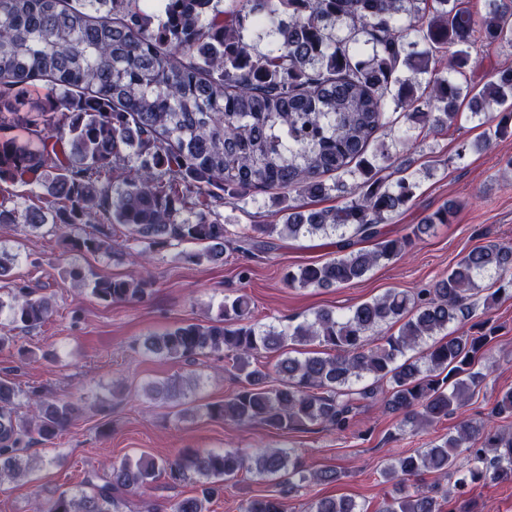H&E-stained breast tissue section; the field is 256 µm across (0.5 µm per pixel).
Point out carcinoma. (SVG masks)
<instances>
[{
    "mask_svg": "<svg viewBox=\"0 0 512 512\" xmlns=\"http://www.w3.org/2000/svg\"><path fill=\"white\" fill-rule=\"evenodd\" d=\"M0 0V129L22 126L38 144L0 139V185L41 190L42 205L25 208L0 199V225L36 232L52 224L70 251L114 254V236L142 252L179 246L198 264L224 256L233 243L215 209L224 197L246 200L286 189L302 198L342 197L333 207L289 203L281 224H253L265 238L334 236L336 257L288 271L290 288H330L361 280L401 255L438 224L451 223L454 200L423 217L410 231H384L406 207L416 184L380 176L395 166L387 148L369 144L393 115L451 128L462 119L469 49L512 46V0H486L474 17L464 0ZM266 39L255 51L247 38ZM429 50L413 58L415 41ZM452 50L448 69L436 53ZM427 74L426 81L420 75ZM512 96V67L496 70L474 96L476 104L504 105ZM512 136V105L493 118L485 138L462 146L479 151ZM124 170L121 186L102 175ZM356 176L351 185L346 177ZM91 225L88 232L84 226ZM373 242L370 250L357 249ZM74 284L88 283L106 303L143 298L151 286L141 273L88 280L74 264ZM512 286V244L472 249L431 288L415 294L390 289L338 315L321 309L284 328L251 323L244 296L224 300L218 318L175 326L146 337L139 347L173 361L222 351L239 389L203 408L210 419L262 423L281 432L309 425L343 431L361 400H382L405 426L427 429L459 414L485 373L476 369L492 333L450 326L483 318L497 295ZM30 332L54 312L50 298L15 286L0 310ZM397 333L376 342L384 326ZM315 345L295 356L290 347ZM278 355V386L260 367ZM200 378H168L145 387L177 414L192 413L186 390ZM84 399L24 390L0 377V479L28 467L32 445L52 444L82 414ZM512 388L495 397L487 417L461 419L431 446L402 453L382 470L398 494L378 512H441V501L460 498L476 482L512 483ZM280 480L276 494L252 498L244 512H284L283 499L333 482V469L308 471L292 448L211 449L160 462L147 457L86 473L77 489L53 494L36 512H120V492L137 491L165 476L180 483L197 476V493L169 512H207L224 483L242 470ZM448 478V488L406 482L425 472ZM309 512H363L347 498L325 497Z\"/></svg>",
    "mask_w": 512,
    "mask_h": 512,
    "instance_id": "1",
    "label": "carcinoma"
}]
</instances>
